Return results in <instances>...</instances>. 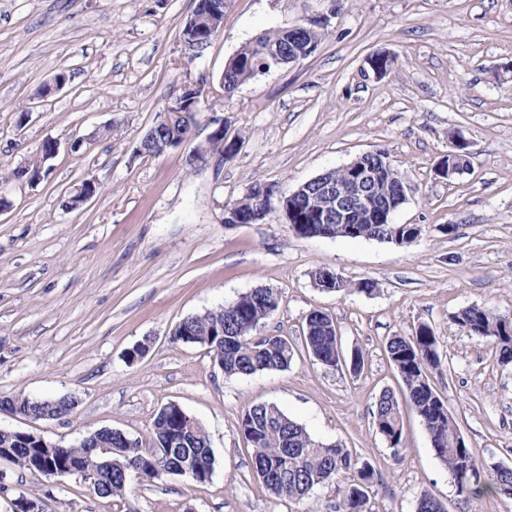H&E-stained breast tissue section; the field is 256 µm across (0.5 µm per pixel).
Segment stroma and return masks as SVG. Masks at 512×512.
I'll use <instances>...</instances> for the list:
<instances>
[{
	"label": "stroma",
	"mask_w": 512,
	"mask_h": 512,
	"mask_svg": "<svg viewBox=\"0 0 512 512\" xmlns=\"http://www.w3.org/2000/svg\"><path fill=\"white\" fill-rule=\"evenodd\" d=\"M194 6L0 0V399L77 401L69 415L41 420L2 408L0 429L65 447L105 427L144 441L174 402L206 428L213 476L140 483L123 504L79 477L34 476L0 459L9 486L0 512L22 498L41 512H336L349 475L301 501L272 497L255 476L240 423L261 402L372 467L370 512H415L426 493L448 512H512L506 496L457 494L410 408L400 454L372 423L379 393L400 388L388 338L426 324L448 359L431 384L473 458L487 472L512 466V367L499 363L492 339L464 335L451 320L485 304L512 321V76L502 72L512 63V0H226L223 30L191 61L180 35ZM325 14L328 32L312 55L225 97L224 66L246 43ZM377 50L396 57L379 78L365 62ZM60 73L67 82L57 89ZM187 83L204 89L191 140L136 157L143 131ZM213 118L239 148L190 164ZM460 138L470 168L441 178L438 163ZM49 139L59 151L40 179L11 178ZM376 149L406 187L393 223L422 228L409 244L300 238L277 209L257 224L224 221L253 185L292 191ZM87 179L96 194L69 209ZM320 266L351 291L317 288ZM365 279L376 293L354 291ZM261 286L281 302L258 335L299 344L306 315L324 311L344 351H361V371L323 366L299 349L287 370L228 377L207 347L171 341L187 315ZM145 339L146 355L127 363Z\"/></svg>",
	"instance_id": "1"
}]
</instances>
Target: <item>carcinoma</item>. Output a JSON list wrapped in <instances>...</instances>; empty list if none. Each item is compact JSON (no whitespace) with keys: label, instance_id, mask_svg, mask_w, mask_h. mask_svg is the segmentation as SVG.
<instances>
[{"label":"carcinoma","instance_id":"obj_1","mask_svg":"<svg viewBox=\"0 0 512 512\" xmlns=\"http://www.w3.org/2000/svg\"><path fill=\"white\" fill-rule=\"evenodd\" d=\"M327 33L321 28L288 35L278 29L257 37L243 46L225 65L224 85L233 94L245 82L256 77V70L274 69L270 51L284 53L289 42L306 38L320 41ZM240 223H257L261 201L252 193L233 203ZM303 238L321 233L330 238L375 239L398 246L419 237L422 229L416 224H300ZM274 289L255 288L234 302L184 318L186 324L170 335L174 343L202 344L210 349L213 361L224 367L227 376H247L262 371L285 370L295 355L288 338L280 335L258 336L256 327L279 308ZM460 332L468 336L490 337L494 340L498 361L512 364V322L497 316L489 307L471 305L451 316ZM304 345L320 364L336 368L345 360L339 327L327 313L311 311L305 319ZM390 363L399 374L415 414L431 437L432 446L453 476L455 484L472 486L480 482V469L466 441L457 438L460 430L448 407L432 387L429 374L446 368L432 328L421 324L410 336L390 337L386 343ZM0 404L24 414L45 411L57 417L71 413L63 399L37 403L33 398L3 399ZM373 426L389 449L398 454L404 449L403 429L397 397L386 389L376 401ZM241 433L252 448V469L268 492L277 499L302 500L315 487L334 479L339 473L354 472L351 484L344 488L336 512H367L366 485L373 477L367 465L357 466L350 452L340 443L317 441L299 422L286 415L277 405L258 403L242 416ZM153 459L146 460L140 448H130L121 438L113 437L116 451L105 455L92 452L88 440L77 446L56 445L42 448L21 431L0 432V458L25 471L46 469L62 475H94L98 488L95 494L124 500L135 481L155 482L169 475L181 474L189 466L202 481L211 479L214 454L209 434L185 410L164 405L155 416L150 430ZM483 490L512 496V469L502 465L488 474ZM417 512H447L445 506L431 495L424 494L416 504Z\"/></svg>","mask_w":512,"mask_h":512}]
</instances>
